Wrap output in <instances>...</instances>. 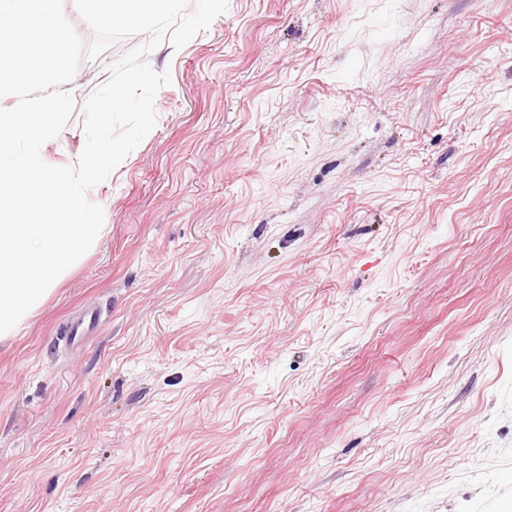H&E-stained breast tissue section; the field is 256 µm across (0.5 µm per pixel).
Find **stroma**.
Here are the masks:
<instances>
[{
  "label": "stroma",
  "instance_id": "stroma-1",
  "mask_svg": "<svg viewBox=\"0 0 512 512\" xmlns=\"http://www.w3.org/2000/svg\"><path fill=\"white\" fill-rule=\"evenodd\" d=\"M147 62L102 234L0 343V512L505 507L512 0H229Z\"/></svg>",
  "mask_w": 512,
  "mask_h": 512
}]
</instances>
